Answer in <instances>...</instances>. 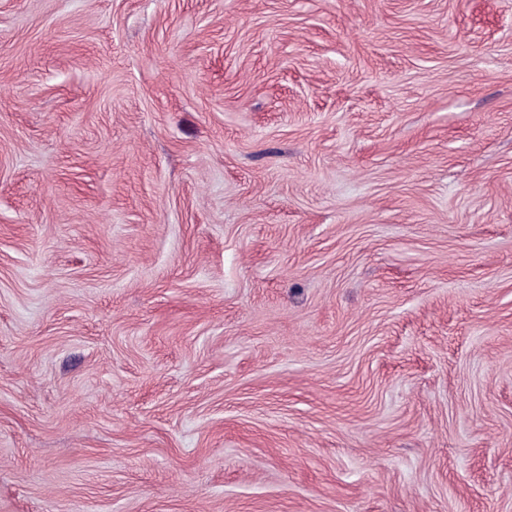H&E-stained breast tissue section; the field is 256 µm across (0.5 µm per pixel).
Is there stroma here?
Masks as SVG:
<instances>
[{"label": "stroma", "mask_w": 512, "mask_h": 512, "mask_svg": "<svg viewBox=\"0 0 512 512\" xmlns=\"http://www.w3.org/2000/svg\"><path fill=\"white\" fill-rule=\"evenodd\" d=\"M0 512H512V0H0Z\"/></svg>", "instance_id": "obj_1"}]
</instances>
